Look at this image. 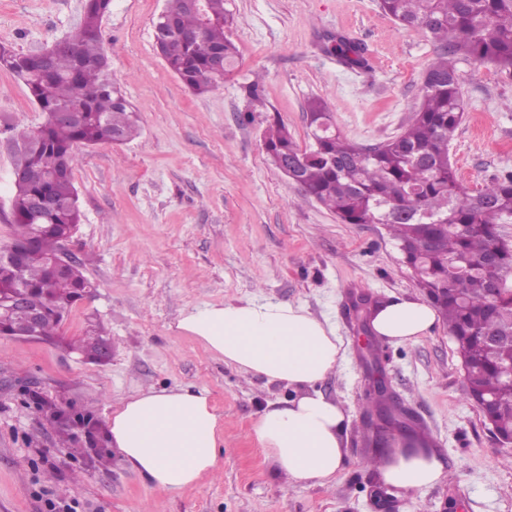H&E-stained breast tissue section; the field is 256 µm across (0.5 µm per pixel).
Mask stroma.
Masks as SVG:
<instances>
[{
	"mask_svg": "<svg viewBox=\"0 0 512 512\" xmlns=\"http://www.w3.org/2000/svg\"><path fill=\"white\" fill-rule=\"evenodd\" d=\"M83 0H0V43L29 53L71 36ZM165 0H112L102 23L112 70L140 118L122 145L79 150L74 170L82 221L71 250L95 284L60 333L98 321L112 342L103 364L39 339L0 336V512H512V447H499L476 405L444 323L415 342H379L371 364L356 297L423 299L381 224H343L304 199L269 161L264 137L285 125L311 144L306 105L322 99L336 128L373 147L397 136L422 96L437 49L404 30L379 0H227L234 69L194 95L154 40ZM359 43L365 67L343 64L332 41ZM463 119L449 147L469 188L512 174V72L456 61ZM42 112L25 85L0 70V245L13 233V141ZM288 301L331 322L345 356L319 385L348 417L346 466L332 486L292 483L252 441V423L290 388L243 375L175 324L203 304ZM414 418L453 481L411 491L385 487L363 433L371 374ZM206 387L224 425L220 470L177 492L154 487L117 456L85 464L88 436L62 444L29 403L31 390L62 399L71 414L110 433L113 400L140 389Z\"/></svg>",
	"mask_w": 512,
	"mask_h": 512,
	"instance_id": "stroma-1",
	"label": "stroma"
}]
</instances>
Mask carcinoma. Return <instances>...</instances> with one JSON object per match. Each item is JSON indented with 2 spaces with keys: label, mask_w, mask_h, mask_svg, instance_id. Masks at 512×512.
<instances>
[{
  "label": "carcinoma",
  "mask_w": 512,
  "mask_h": 512,
  "mask_svg": "<svg viewBox=\"0 0 512 512\" xmlns=\"http://www.w3.org/2000/svg\"><path fill=\"white\" fill-rule=\"evenodd\" d=\"M112 0H84L83 18L72 47L51 51L49 61L0 44V69L27 87L45 115L39 129L22 136L32 141L17 153L15 169H38L46 180L15 186L11 243L35 240L21 277L0 264V294L22 293L47 302L38 333L57 337L62 316L91 294L93 283L80 266L63 274L52 270L54 254L82 213L73 170L81 146L123 143L139 134L138 117L112 73L104 48L102 22ZM209 22L186 0H167L165 18L173 24L155 39L167 67L196 95L210 92L233 68L236 47L224 34L231 22L224 0H207ZM382 11L403 29H421L439 45L436 61L426 69L422 99L405 129L378 146L362 148L336 129L326 104L307 102L313 145L299 148L283 125L269 129L265 149L275 166L288 163L303 196L321 203L343 224H383L396 241L418 284L446 292L433 303L454 339L467 397L498 392L512 378V297H492L491 288L512 278V255L496 261L493 252L501 225L512 220V175L479 189L464 186L450 161L448 147L463 114V97L453 57L512 69V0H380ZM336 53L350 66L364 65L360 45L336 39ZM222 72L216 73V61ZM68 107L82 113L75 123H60L53 112ZM48 199L46 219L32 223L27 201ZM434 243L429 249L425 242ZM465 267L452 269L453 261ZM500 340L491 345L487 337ZM108 338L95 328L65 341L71 349L95 358ZM389 395L370 393L364 416L384 414V425L368 430L379 443L386 425L399 422Z\"/></svg>",
  "instance_id": "cac0c4a2"
}]
</instances>
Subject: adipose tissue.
Listing matches in <instances>:
<instances>
[{
  "mask_svg": "<svg viewBox=\"0 0 512 512\" xmlns=\"http://www.w3.org/2000/svg\"><path fill=\"white\" fill-rule=\"evenodd\" d=\"M436 320L428 303L393 298L373 308L369 324L381 339L409 342L426 336ZM177 328L241 373L291 387L293 397L268 404L251 436L292 481L336 482L346 460L347 417L316 389L342 357L343 342L331 323L290 302L246 299L194 308ZM110 433L121 463L162 490L183 489L219 470L224 432L206 388L122 397L112 405ZM447 473L436 449L419 441L391 449L381 469L385 484L407 491L436 484Z\"/></svg>",
  "mask_w": 512,
  "mask_h": 512,
  "instance_id": "ef3b65f1",
  "label": "adipose tissue"
}]
</instances>
